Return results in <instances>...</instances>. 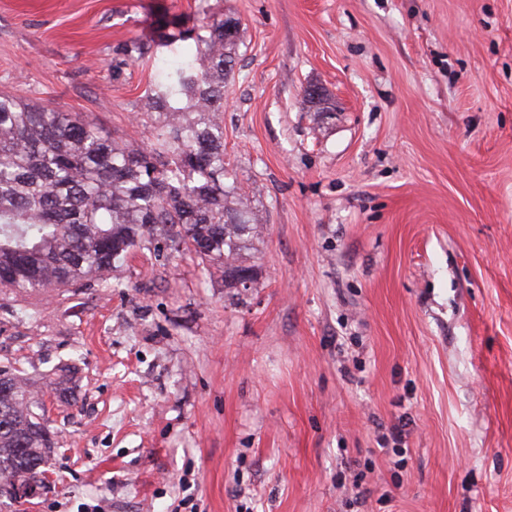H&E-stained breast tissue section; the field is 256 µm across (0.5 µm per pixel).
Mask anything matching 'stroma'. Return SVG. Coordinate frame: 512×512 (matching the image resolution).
<instances>
[{
    "instance_id": "35a3bbf8",
    "label": "stroma",
    "mask_w": 512,
    "mask_h": 512,
    "mask_svg": "<svg viewBox=\"0 0 512 512\" xmlns=\"http://www.w3.org/2000/svg\"><path fill=\"white\" fill-rule=\"evenodd\" d=\"M221 10L254 280L136 250L124 289L1 297L59 444L0 512H512V0H0V91L146 145L117 49Z\"/></svg>"
}]
</instances>
